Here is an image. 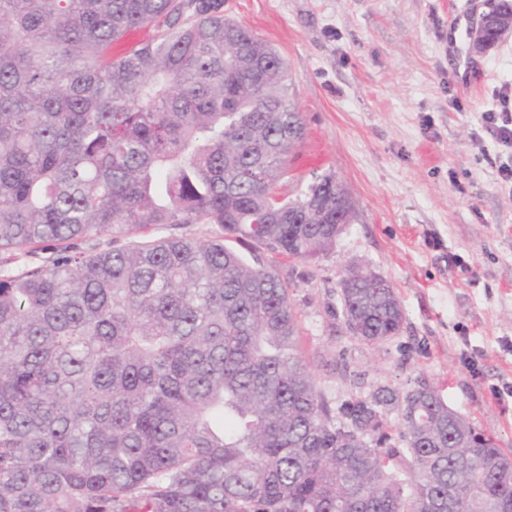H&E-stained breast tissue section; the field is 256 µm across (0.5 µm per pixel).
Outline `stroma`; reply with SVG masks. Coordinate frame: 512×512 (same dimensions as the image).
I'll use <instances>...</instances> for the list:
<instances>
[{
  "label": "stroma",
  "mask_w": 512,
  "mask_h": 512,
  "mask_svg": "<svg viewBox=\"0 0 512 512\" xmlns=\"http://www.w3.org/2000/svg\"><path fill=\"white\" fill-rule=\"evenodd\" d=\"M469 0H224L226 18L276 48L305 137L286 196L333 172L356 218L313 260L238 244L287 284L302 347L333 404L425 378L448 406L512 450V188L508 148L483 115L512 101V38L470 58ZM388 279L396 338L346 334V269Z\"/></svg>",
  "instance_id": "35a3bbf8"
}]
</instances>
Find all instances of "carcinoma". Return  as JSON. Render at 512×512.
<instances>
[{"instance_id":"carcinoma-1","label":"carcinoma","mask_w":512,"mask_h":512,"mask_svg":"<svg viewBox=\"0 0 512 512\" xmlns=\"http://www.w3.org/2000/svg\"><path fill=\"white\" fill-rule=\"evenodd\" d=\"M222 6L0 0V512H512V453L430 381L332 405L288 286L231 246L319 257L336 175L280 194L287 66ZM175 224L224 235L144 240ZM340 285L351 338L401 334L391 284Z\"/></svg>"}]
</instances>
